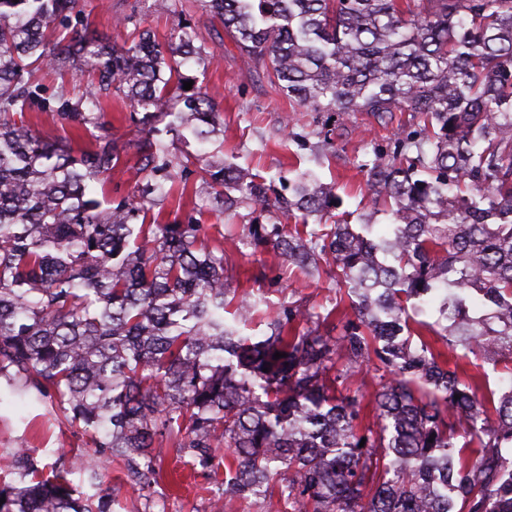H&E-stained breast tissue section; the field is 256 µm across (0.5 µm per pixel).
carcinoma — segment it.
I'll return each instance as SVG.
<instances>
[{
  "mask_svg": "<svg viewBox=\"0 0 512 512\" xmlns=\"http://www.w3.org/2000/svg\"><path fill=\"white\" fill-rule=\"evenodd\" d=\"M198 2L224 24L247 74L262 73L289 102L330 113L342 130L352 112L395 125L393 149L360 164L370 207L391 214L387 234H373L370 215L360 231L324 223L336 194L310 172L271 200L248 168L172 153L161 135L188 146L224 128L202 88L183 92L182 67L213 64L188 27L162 44L129 16L131 42L107 47L70 31L79 0H0V380L82 428L91 485L112 463L157 478L173 453L224 466L226 496L286 492L292 512H512L502 452L512 447V385L498 399L476 377L461 385L460 364L423 338L446 320L464 349L458 361L512 355V0ZM75 58L97 84L41 96L38 73ZM112 93L132 109L131 142L107 130L101 98ZM35 106L101 134L79 151L46 141L27 118ZM131 147L139 194L92 197L89 182L108 178ZM190 171L206 187L197 212L244 200L271 209L280 223L254 225L256 244L297 268L329 264L355 316L341 336L297 328L334 311L288 305L270 335H240L263 300L227 287L224 238L206 242L208 225L193 218L140 220L176 185L185 195ZM298 213L303 229L285 232ZM231 294L238 316L227 322ZM412 299L415 314L438 312L436 325L411 330ZM373 356L390 378L363 429L360 400L336 396L331 372ZM474 446L476 456L462 453ZM222 447L223 463L212 452ZM6 467L0 512L112 510V493L83 494L27 448Z\"/></svg>",
  "mask_w": 512,
  "mask_h": 512,
  "instance_id": "carcinoma-1",
  "label": "carcinoma"
}]
</instances>
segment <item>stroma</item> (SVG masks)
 Returning <instances> with one entry per match:
<instances>
[{
  "label": "stroma",
  "instance_id": "1",
  "mask_svg": "<svg viewBox=\"0 0 512 512\" xmlns=\"http://www.w3.org/2000/svg\"><path fill=\"white\" fill-rule=\"evenodd\" d=\"M79 10L97 38L109 45H122L127 31L120 24L127 16L137 17L157 38L166 39L179 23L189 24L195 41L205 44L218 59V69L201 70L189 66L186 76L201 86L224 117V157L247 167L275 188H283L296 172L312 171L320 182L332 186L341 200L340 212L348 213L351 223H359L367 204L362 190L365 174L359 163L374 146L388 145L391 129L369 123L361 112L347 121L348 133L337 139L335 151H327L314 131L330 123L328 113L301 115L305 144L283 140V122L290 107L266 80L248 76L243 59L225 34L223 24L206 16L195 0H185L182 15L169 13L164 0H80ZM206 223L216 225L224 235V269L231 287H244L265 299L258 313L241 325L244 336H266L268 324L280 304L288 303L312 313L335 311L336 317L325 327L330 335H341L351 312L342 290L329 284L327 275L305 277L297 268L283 265L271 248L255 246L251 227L272 223L270 212L242 205L224 215L207 213ZM461 382L479 377L495 391L512 385V356L469 355L459 372ZM388 381L384 370L366 363L356 375L338 380L336 393L369 402ZM39 404L0 393V457L9 456L20 443H28L47 464L62 462L72 481H80L86 465V438L81 429L48 421ZM164 474L154 481L133 485L125 469L110 466L102 487L113 494L112 512H155L164 503L165 512H291L280 496L253 497L247 500L219 498L221 476L193 470L183 458L169 455Z\"/></svg>",
  "mask_w": 512,
  "mask_h": 512
}]
</instances>
